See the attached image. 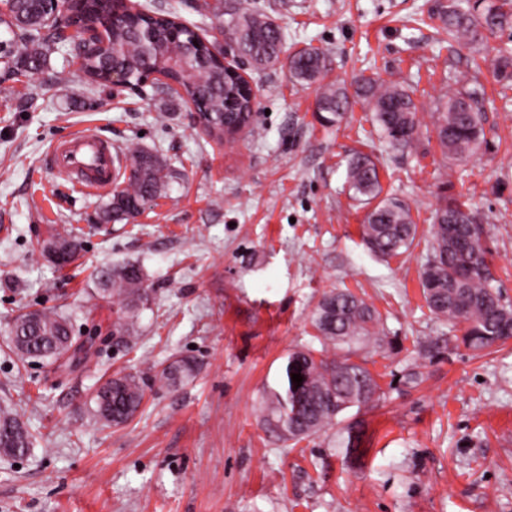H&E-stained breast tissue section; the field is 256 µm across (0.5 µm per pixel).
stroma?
Returning <instances> with one entry per match:
<instances>
[{
  "instance_id": "stroma-1",
  "label": "stroma",
  "mask_w": 512,
  "mask_h": 512,
  "mask_svg": "<svg viewBox=\"0 0 512 512\" xmlns=\"http://www.w3.org/2000/svg\"><path fill=\"white\" fill-rule=\"evenodd\" d=\"M240 0H153L210 33L213 6ZM285 33L284 54L327 53L325 80L365 72L400 81L421 120L417 151L372 135L355 105L325 126L320 84L288 64L245 73L257 93L251 131L219 141L178 98L91 89L65 49L38 74L0 81V405L35 437L19 458L0 455V512H512V340L474 355L426 306L420 271L442 195L481 218L490 273L512 304V94L466 47L439 49L427 15L435 0H251ZM482 94L491 143L449 168L430 120L458 79ZM86 128L114 147L161 154L173 176L136 222L98 219L104 194H86L42 162L52 142ZM376 159L382 192L409 204L411 248L373 255L362 239L367 205L350 196L346 158ZM67 229L83 250L56 267L42 245ZM139 261L152 297L129 344L112 337L111 299L90 298V273ZM347 288L380 314L395 349H359L383 397L341 413L362 428L363 457L347 456L340 426L289 446L260 402L282 382L289 351L316 346L311 315ZM71 317L75 350L62 361H20L8 347L18 311ZM432 354H425V346ZM198 364L177 386L155 366ZM422 383L404 384L411 367ZM141 377L144 400L124 426L93 416L113 374Z\"/></svg>"
}]
</instances>
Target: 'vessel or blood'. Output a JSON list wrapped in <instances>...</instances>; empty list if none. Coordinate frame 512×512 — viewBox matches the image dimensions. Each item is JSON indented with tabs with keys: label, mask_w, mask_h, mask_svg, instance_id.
Returning <instances> with one entry per match:
<instances>
[{
	"label": "vessel or blood",
	"mask_w": 512,
	"mask_h": 512,
	"mask_svg": "<svg viewBox=\"0 0 512 512\" xmlns=\"http://www.w3.org/2000/svg\"><path fill=\"white\" fill-rule=\"evenodd\" d=\"M43 161L55 175L85 193L111 188L122 169L111 141L92 131L53 143Z\"/></svg>",
	"instance_id": "b4317fda"
}]
</instances>
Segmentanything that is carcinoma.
<instances>
[{"mask_svg": "<svg viewBox=\"0 0 512 512\" xmlns=\"http://www.w3.org/2000/svg\"><path fill=\"white\" fill-rule=\"evenodd\" d=\"M125 18L124 26L106 32L93 47L83 50V34L94 33L105 25L112 13ZM218 28L234 43L238 55L255 68L275 64L283 51V34L265 13L249 5L222 17L214 8ZM432 17L448 35V48L468 46L482 53L488 37L512 28V0H436ZM71 24L81 30L76 36L60 38V25L49 22L42 0H10L0 12V25L10 39L0 55L3 76L34 75L46 65L48 57L63 43L78 53L90 83L107 85V75L121 70L137 83L152 73L167 81L155 92L188 98L198 105L201 123L209 134L224 138V125L243 122L253 107L247 88L234 73L213 56L208 47L194 44V31L183 25L176 11L143 12L125 5L124 0H76ZM149 29L152 40L141 44L135 33ZM326 53L307 46L288 57L289 78L298 83H313L324 77ZM495 75L503 90H512V51L497 50L493 59ZM363 101L372 112V125L392 149H415L420 129L417 106L411 92L401 83L381 77L355 76L351 83L330 82L322 86L316 99V112L322 123L339 124ZM433 131L448 164L467 161L488 147L477 92L461 86L439 98L431 112ZM130 166L134 173L124 176L123 186L115 187L104 202L102 219L109 223L129 222L138 206L148 197L161 195L170 178L162 156L135 150ZM346 179L355 198L371 206L363 225L367 248L382 258L398 256L413 244L417 225L409 205L403 200L381 197L379 169L372 156L356 153L346 160ZM477 215L457 198H443L432 213L431 255L422 267L421 285L430 312L461 331L454 342L480 353L508 340L501 324L512 325V308L492 285L488 273L487 250ZM91 296H109L117 306L113 332L130 336L136 332V311L149 302L142 266L127 262L102 269L95 275ZM312 324L321 348H296L288 353L281 388L267 393L266 421L275 424L281 438L295 444L335 424L344 410L367 406L380 387L366 367V361L351 359L352 346L374 341L379 336L376 309L348 288L324 293L312 313ZM10 348L27 359L59 360L74 345L68 318L56 308L23 311L8 325ZM196 362L178 357L156 372L155 380L176 386L194 378ZM303 381L292 382V374ZM144 390L140 380L130 374H115L96 391L94 414L105 424L121 426L141 407ZM342 445L347 453L358 452L361 430L356 424L346 427ZM33 445V436L13 410L0 406V455L21 457Z\"/></svg>", "mask_w": 512, "mask_h": 512, "instance_id": "cac0c4a2", "label": "carcinoma"}]
</instances>
